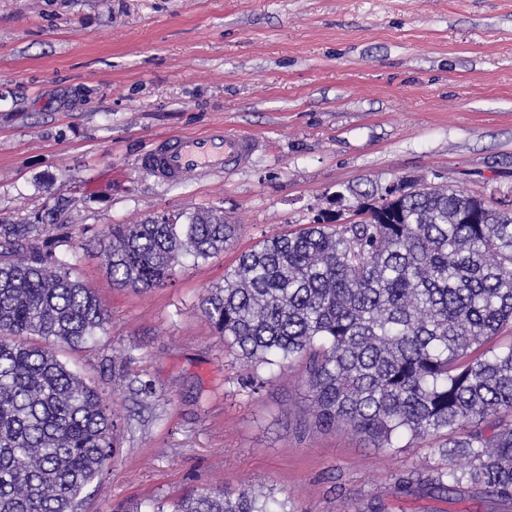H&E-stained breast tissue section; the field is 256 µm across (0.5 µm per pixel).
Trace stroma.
I'll list each match as a JSON object with an SVG mask.
<instances>
[{
	"label": "stroma",
	"instance_id": "obj_1",
	"mask_svg": "<svg viewBox=\"0 0 512 512\" xmlns=\"http://www.w3.org/2000/svg\"><path fill=\"white\" fill-rule=\"evenodd\" d=\"M220 124L261 141L246 169L172 185L141 168L162 138ZM424 176L512 203V0H0V217L69 196L58 253L109 314L96 341L58 351L125 421L78 512L201 487L295 512H512L479 490L400 493L442 467L430 441L317 429L295 368H258L242 390L200 310L242 252L312 223L336 191ZM200 209L239 224L232 247L182 260L165 287H113L112 225ZM124 351L150 396L113 378Z\"/></svg>",
	"mask_w": 512,
	"mask_h": 512
}]
</instances>
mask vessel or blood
<instances>
[{
	"instance_id": "b4317fda",
	"label": "vessel or blood",
	"mask_w": 512,
	"mask_h": 512,
	"mask_svg": "<svg viewBox=\"0 0 512 512\" xmlns=\"http://www.w3.org/2000/svg\"><path fill=\"white\" fill-rule=\"evenodd\" d=\"M258 147L252 136L220 126L199 137L167 138L144 155L141 164L166 183L179 182L190 172L202 178H222L246 165Z\"/></svg>"
}]
</instances>
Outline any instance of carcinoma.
Returning <instances> with one entry per match:
<instances>
[{
  "label": "carcinoma",
  "instance_id": "cac0c4a2",
  "mask_svg": "<svg viewBox=\"0 0 512 512\" xmlns=\"http://www.w3.org/2000/svg\"><path fill=\"white\" fill-rule=\"evenodd\" d=\"M363 218L332 210L256 244L202 298V312L251 373L301 367L315 427L374 448L436 439L445 466L398 482L450 500L465 488L512 502V211L456 189L361 194ZM63 195L33 218H0V512H76L119 452L124 423L55 346L105 330L92 286L56 253ZM240 226L218 210L114 224L103 245L115 288L147 290L183 258L224 251ZM171 512H294L288 499L197 489Z\"/></svg>",
  "mask_w": 512,
  "mask_h": 512
}]
</instances>
